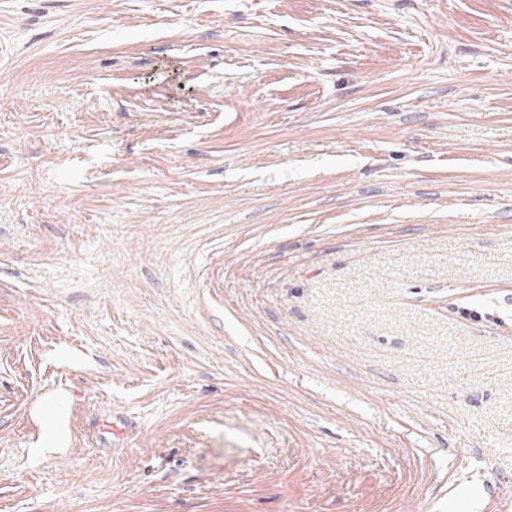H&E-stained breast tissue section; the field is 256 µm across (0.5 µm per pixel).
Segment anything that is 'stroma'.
<instances>
[{"instance_id": "1", "label": "stroma", "mask_w": 512, "mask_h": 512, "mask_svg": "<svg viewBox=\"0 0 512 512\" xmlns=\"http://www.w3.org/2000/svg\"><path fill=\"white\" fill-rule=\"evenodd\" d=\"M494 494L512 0H0V512ZM139 426L127 414L112 412V422L100 429L98 441L103 448L112 443L113 446L122 444L129 437H133Z\"/></svg>"}]
</instances>
